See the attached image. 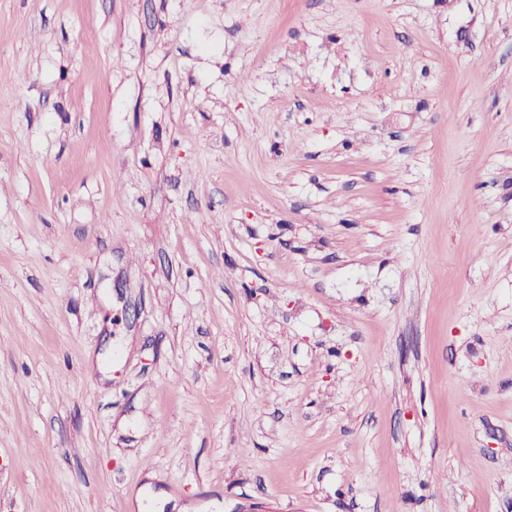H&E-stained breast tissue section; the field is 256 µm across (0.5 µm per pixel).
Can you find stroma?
<instances>
[{"mask_svg":"<svg viewBox=\"0 0 512 512\" xmlns=\"http://www.w3.org/2000/svg\"><path fill=\"white\" fill-rule=\"evenodd\" d=\"M512 512V0H0V512Z\"/></svg>","mask_w":512,"mask_h":512,"instance_id":"obj_1","label":"stroma"}]
</instances>
